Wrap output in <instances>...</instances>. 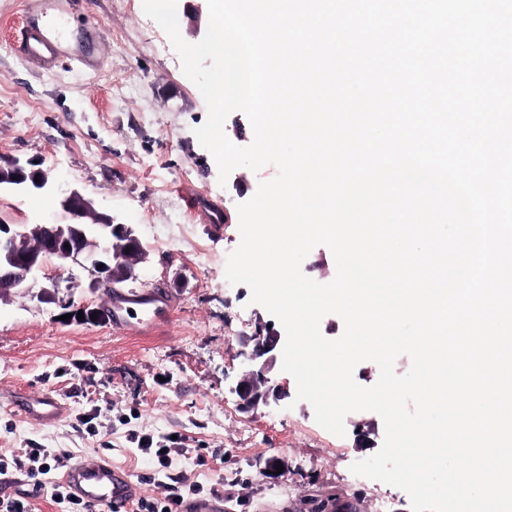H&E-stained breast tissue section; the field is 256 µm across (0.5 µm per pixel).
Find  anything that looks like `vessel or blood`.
<instances>
[{
    "label": "vessel or blood",
    "instance_id": "1",
    "mask_svg": "<svg viewBox=\"0 0 512 512\" xmlns=\"http://www.w3.org/2000/svg\"><path fill=\"white\" fill-rule=\"evenodd\" d=\"M19 48L26 57L46 68L53 67L65 53L63 42L32 20L24 28ZM11 406L43 421L57 420L64 411L60 401L49 394L32 397L18 392ZM62 483L68 494L75 496L90 512H129L139 495L138 485L127 472L104 459L73 464L64 473Z\"/></svg>",
    "mask_w": 512,
    "mask_h": 512
}]
</instances>
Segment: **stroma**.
I'll use <instances>...</instances> for the list:
<instances>
[{"instance_id": "stroma-1", "label": "stroma", "mask_w": 512, "mask_h": 512, "mask_svg": "<svg viewBox=\"0 0 512 512\" xmlns=\"http://www.w3.org/2000/svg\"><path fill=\"white\" fill-rule=\"evenodd\" d=\"M45 0H0V163L30 161L91 199L97 211L130 225L146 253L139 277L124 288L166 292V321L144 313L111 322L62 320L42 303L40 283L0 302V453L43 448L75 460L109 458L129 471L141 493L152 465L137 436L171 447L168 477L219 493L228 512H412L403 490L365 477L350 465L375 454L382 418L350 413L345 436L294 402V378L274 365L269 376L286 396L243 412L234 387L245 362L237 325L273 322L251 290L226 279L240 243L237 206L273 179L275 166L234 169L226 184L194 130L206 103L185 77L166 33L142 0H65L47 10L75 47L93 39L90 64L62 57L46 69L21 54L19 32ZM50 205L38 195L0 192V219L34 224ZM56 395L62 418L45 423L9 409L15 391ZM283 465L266 473L269 459Z\"/></svg>"}]
</instances>
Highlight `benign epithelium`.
Wrapping results in <instances>:
<instances>
[{"label":"benign epithelium","instance_id":"1","mask_svg":"<svg viewBox=\"0 0 512 512\" xmlns=\"http://www.w3.org/2000/svg\"><path fill=\"white\" fill-rule=\"evenodd\" d=\"M2 189L51 199L66 222L29 225L0 220V301L40 276L51 281V290L41 300L69 308V301L60 296V283L50 273L49 259L61 266L82 268L87 288L92 291L110 288L118 279L137 278L145 252L134 230L114 223L109 214L95 211L92 202L79 191L50 181L42 169L18 159L0 164ZM281 341V333L268 327L241 342L240 354L248 362V369L238 379L234 392L243 408L252 409L284 396L266 376Z\"/></svg>","mask_w":512,"mask_h":512}]
</instances>
